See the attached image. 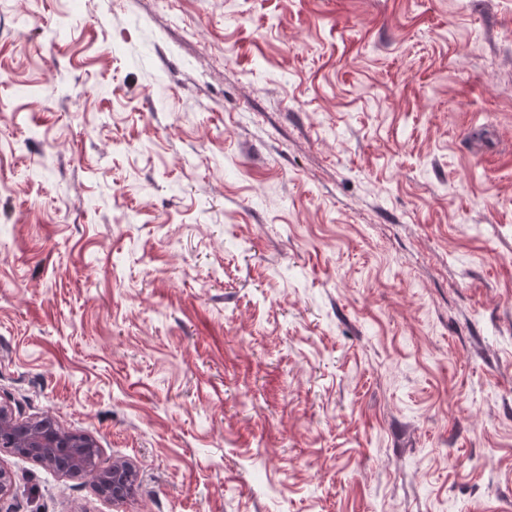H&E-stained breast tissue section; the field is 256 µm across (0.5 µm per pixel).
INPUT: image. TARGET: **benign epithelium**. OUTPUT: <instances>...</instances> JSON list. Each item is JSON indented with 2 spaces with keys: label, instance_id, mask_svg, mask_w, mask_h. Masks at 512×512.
<instances>
[{
  "label": "benign epithelium",
  "instance_id": "7a95c632",
  "mask_svg": "<svg viewBox=\"0 0 512 512\" xmlns=\"http://www.w3.org/2000/svg\"><path fill=\"white\" fill-rule=\"evenodd\" d=\"M20 446L27 456L50 455L56 459V469L64 473H76L83 464L80 451L82 442L70 434L57 429L48 421L35 420L23 425L0 406V447ZM112 477V499L122 500L127 495V481L135 473L125 462L112 464L111 473L99 474L97 478Z\"/></svg>",
  "mask_w": 512,
  "mask_h": 512
}]
</instances>
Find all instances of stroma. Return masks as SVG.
Segmentation results:
<instances>
[{"label": "stroma", "instance_id": "stroma-1", "mask_svg": "<svg viewBox=\"0 0 512 512\" xmlns=\"http://www.w3.org/2000/svg\"><path fill=\"white\" fill-rule=\"evenodd\" d=\"M0 512H512V0H8ZM70 434L41 419L22 425L8 409L0 406L1 448H15L18 445L27 456L51 455L56 459L57 470L77 473L84 460L78 449L82 442L71 436L75 434ZM112 474V486L103 481H97L101 492L112 493L113 500H123L127 495V480H133L135 473L130 465L125 462H114L112 471L104 474H95L98 479L108 478Z\"/></svg>", "mask_w": 512, "mask_h": 512}]
</instances>
